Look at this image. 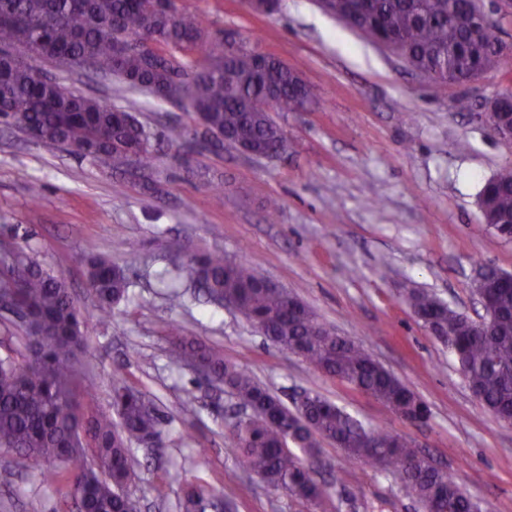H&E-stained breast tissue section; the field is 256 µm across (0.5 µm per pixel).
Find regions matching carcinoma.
<instances>
[{
  "mask_svg": "<svg viewBox=\"0 0 512 512\" xmlns=\"http://www.w3.org/2000/svg\"><path fill=\"white\" fill-rule=\"evenodd\" d=\"M469 0H334L336 14L368 39L395 37L419 67L438 71L434 92L495 64L491 54L497 27L472 28L464 21ZM136 38L144 50L117 55V45ZM67 56L102 78H116L157 102L177 85L185 88L186 107L202 114L209 140L220 144L224 131L248 140L259 154L275 147L284 132L265 111L268 86L255 59L243 56L224 64V48L210 46L196 15L173 12L157 0H0V118L36 141L65 147L102 167L119 171L130 154L142 165L153 158L155 134L138 119L133 100L125 109L83 95L63 81L39 77L45 61L60 72L73 70ZM205 63H198L199 58ZM309 83L299 86L284 70L276 87V110L295 112L315 100ZM163 137L181 151L191 138L178 125ZM479 207L497 235L512 236V165L502 167L482 185ZM96 311L105 319L124 300L130 280L105 257L86 263ZM167 288L172 306L184 293V278L212 301L229 304L266 339L296 353L315 370L337 378L414 421L428 417V407L402 381L389 375L355 342L336 334L296 297L264 287L257 269L224 258L221 252L191 257L185 264L155 274ZM23 311L27 355L20 361L0 357V449L45 463L42 480L65 486L78 512H124L123 486L131 475L129 447L161 439L163 422L143 410L140 392L124 384L113 391L111 410H80L76 396L86 390L79 359L92 318L82 312L62 276L47 271L24 249L0 250V292ZM406 303L422 323L448 328L449 350L473 394L498 418L512 417V281H503L485 315L492 317L489 336L477 324L437 296L410 288ZM170 359L199 368L205 379L224 383L247 413L228 427V439L247 471L268 487L328 512L329 496L317 480L320 442L328 440L351 459L374 462L397 475L424 512H478L473 500L454 491L456 482L430 466L411 443L384 427L366 429L368 442L352 437L357 420L316 392L288 408L246 370L224 361V353L195 339L174 334ZM117 414L119 422L112 420ZM96 457L110 468L91 465ZM218 506L202 487L185 492L183 512Z\"/></svg>",
  "mask_w": 512,
  "mask_h": 512,
  "instance_id": "1",
  "label": "carcinoma"
}]
</instances>
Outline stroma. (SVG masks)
Here are the masks:
<instances>
[{
  "mask_svg": "<svg viewBox=\"0 0 512 512\" xmlns=\"http://www.w3.org/2000/svg\"><path fill=\"white\" fill-rule=\"evenodd\" d=\"M210 41L232 30L296 68L318 98L277 112L287 140L274 160L223 146L176 154L161 133L195 113L134 97L116 81L79 79L83 92L126 107L156 135L155 159L123 173L31 139L0 124V242L29 249L63 274L81 310L95 298L84 260L105 255L126 268L128 296L107 320L89 321L81 359L94 373L93 408L108 409L115 375L139 389L163 418L155 448L134 446L125 486L140 512H179L184 489L224 493L235 512H310L249 475L226 437L235 400L168 355L171 329L219 348L285 404L313 391L366 426H384L446 470L483 512H512V427L469 389L445 341L430 335L403 297L436 294L471 319L484 309L474 291L481 265L512 272V239L484 224L481 184L512 164V144L478 116L480 103L512 89V57L482 78L445 86L427 81L397 55L323 11L316 0H279L270 14L245 0H178ZM42 186L31 197L30 182ZM277 200L268 218L269 200ZM204 251L223 252L297 295L338 335L360 342L428 406L425 422L390 412L374 397L311 368L267 341L244 318L187 289L170 307L150 273ZM326 490L339 512H423L399 479L379 465L346 460L325 442ZM0 512H77L72 495L42 483L34 461L0 451ZM355 507H348L349 496Z\"/></svg>",
  "mask_w": 512,
  "mask_h": 512,
  "instance_id": "1",
  "label": "stroma"
}]
</instances>
